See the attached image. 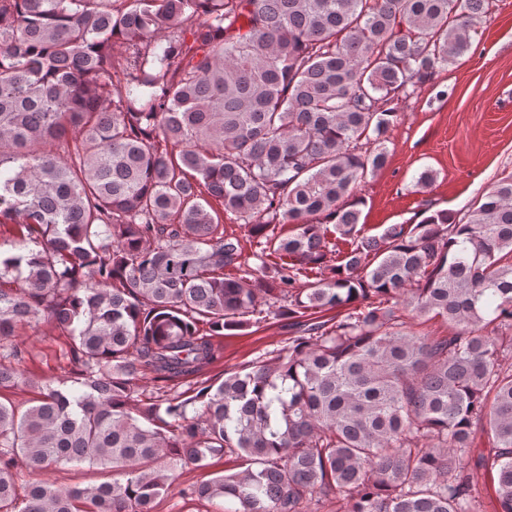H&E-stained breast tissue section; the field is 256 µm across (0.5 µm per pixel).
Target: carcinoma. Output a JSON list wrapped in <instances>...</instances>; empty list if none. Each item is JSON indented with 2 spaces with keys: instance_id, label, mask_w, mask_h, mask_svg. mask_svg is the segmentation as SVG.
<instances>
[{
  "instance_id": "obj_1",
  "label": "carcinoma",
  "mask_w": 512,
  "mask_h": 512,
  "mask_svg": "<svg viewBox=\"0 0 512 512\" xmlns=\"http://www.w3.org/2000/svg\"><path fill=\"white\" fill-rule=\"evenodd\" d=\"M491 6L0 0V226L17 230L0 391L21 378L6 344L43 319L78 364L24 410L0 401V512H154L178 466L224 455L239 469L191 495L236 512H309L316 493L336 512H481L488 474L512 512V172L461 218L378 237L353 193L386 163L387 102L466 52ZM330 231L352 248L311 281ZM402 310L448 335L405 330ZM270 315L297 327L286 350L143 396L141 377H195L212 337ZM18 458L119 478L25 482Z\"/></svg>"
}]
</instances>
